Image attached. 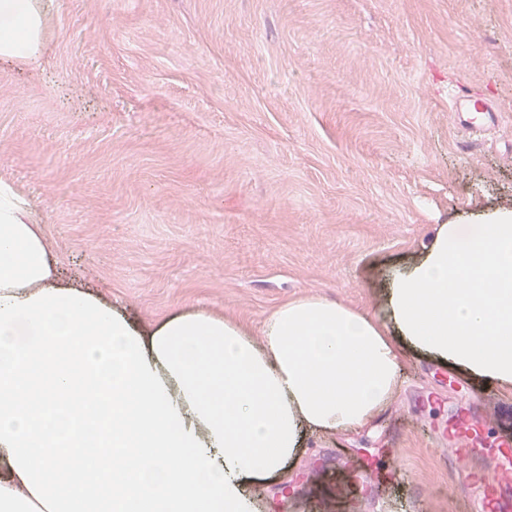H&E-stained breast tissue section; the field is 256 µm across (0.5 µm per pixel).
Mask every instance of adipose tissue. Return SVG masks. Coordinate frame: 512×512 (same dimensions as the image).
<instances>
[{
	"mask_svg": "<svg viewBox=\"0 0 512 512\" xmlns=\"http://www.w3.org/2000/svg\"><path fill=\"white\" fill-rule=\"evenodd\" d=\"M35 0H0V60L43 48ZM393 328L312 296L262 341L200 309L144 333L55 282L28 205L0 185V512H257L306 431L357 429L395 394L404 349L512 384V210L444 224L394 276Z\"/></svg>",
	"mask_w": 512,
	"mask_h": 512,
	"instance_id": "1",
	"label": "adipose tissue"
}]
</instances>
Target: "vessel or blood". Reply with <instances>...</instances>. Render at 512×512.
I'll return each instance as SVG.
<instances>
[{
    "instance_id": "1",
    "label": "vessel or blood",
    "mask_w": 512,
    "mask_h": 512,
    "mask_svg": "<svg viewBox=\"0 0 512 512\" xmlns=\"http://www.w3.org/2000/svg\"><path fill=\"white\" fill-rule=\"evenodd\" d=\"M449 104L458 125L472 134L498 120L493 100L463 83L452 88ZM456 432L466 445L451 452L449 477L458 480L461 494L477 512H512V442L501 441L499 451L487 452L474 416L460 419Z\"/></svg>"
}]
</instances>
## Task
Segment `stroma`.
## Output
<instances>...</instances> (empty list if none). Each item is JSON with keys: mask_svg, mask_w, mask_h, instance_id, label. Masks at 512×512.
I'll return each mask as SVG.
<instances>
[{"mask_svg": "<svg viewBox=\"0 0 512 512\" xmlns=\"http://www.w3.org/2000/svg\"><path fill=\"white\" fill-rule=\"evenodd\" d=\"M454 82L499 109L469 151ZM0 182L59 283L139 328L201 308L258 337L309 296L385 317L440 225L512 209V0H53L39 58L0 61ZM469 381L407 355L383 411L306 433L260 512H468L436 434ZM473 392L487 444L512 437V385Z\"/></svg>", "mask_w": 512, "mask_h": 512, "instance_id": "stroma-1", "label": "stroma"}]
</instances>
